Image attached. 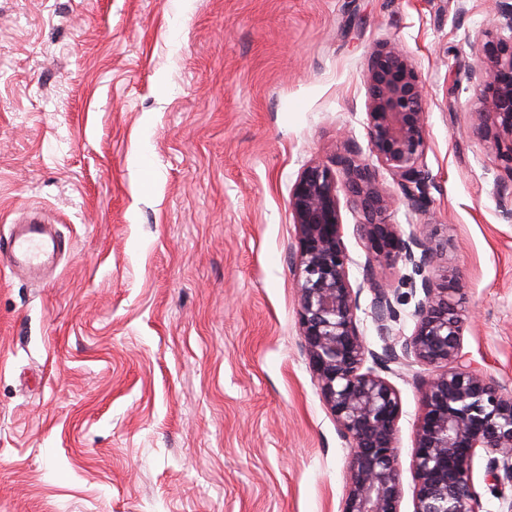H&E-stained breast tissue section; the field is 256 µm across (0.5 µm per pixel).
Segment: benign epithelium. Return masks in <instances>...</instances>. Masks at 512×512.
Wrapping results in <instances>:
<instances>
[{"instance_id": "1", "label": "benign epithelium", "mask_w": 512, "mask_h": 512, "mask_svg": "<svg viewBox=\"0 0 512 512\" xmlns=\"http://www.w3.org/2000/svg\"><path fill=\"white\" fill-rule=\"evenodd\" d=\"M471 49L480 58L468 67L480 90L469 132L493 136L512 180V3L501 0L492 27ZM365 124L372 157L419 210L427 203L430 172L426 88L406 49L385 42L374 47L366 75ZM340 170L311 164L289 194L296 229L299 331L315 385L338 433L351 441L349 490L342 512H400L404 496L398 463V390L381 375L396 363L431 370L421 382L424 413L417 426L410 471L413 512H482L476 462L486 480L512 483V387L475 367L463 352L464 321L455 295L456 277L438 265L442 245L433 224H396L397 198L382 187L371 164L348 155ZM360 213L356 233L368 256L355 282L344 240L343 207ZM411 268L408 283L418 300L410 336L389 343L399 321L394 297L375 263ZM372 293L370 317L387 341L371 349L357 311L363 287Z\"/></svg>"}]
</instances>
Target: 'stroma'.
Returning a JSON list of instances; mask_svg holds the SVG:
<instances>
[{
	"label": "stroma",
	"instance_id": "35a3bbf8",
	"mask_svg": "<svg viewBox=\"0 0 512 512\" xmlns=\"http://www.w3.org/2000/svg\"><path fill=\"white\" fill-rule=\"evenodd\" d=\"M497 0H0V236L65 248L0 268V512H341L349 440L301 347L288 201L310 164L368 159L367 60L427 90L426 208L464 349L512 385V182L468 132L464 68ZM380 273L416 302L403 264ZM423 367L400 394L401 512ZM15 232L6 242H0V263L11 270L34 272L41 268L57 247V240L46 232L45 224L26 216L16 222Z\"/></svg>",
	"mask_w": 512,
	"mask_h": 512
}]
</instances>
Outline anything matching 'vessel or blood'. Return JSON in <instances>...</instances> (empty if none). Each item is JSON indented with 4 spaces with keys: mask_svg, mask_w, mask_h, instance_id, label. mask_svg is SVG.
Masks as SVG:
<instances>
[{
    "mask_svg": "<svg viewBox=\"0 0 512 512\" xmlns=\"http://www.w3.org/2000/svg\"><path fill=\"white\" fill-rule=\"evenodd\" d=\"M16 225L17 232L0 242V263L12 270L36 271L54 253L57 241L35 220L22 217Z\"/></svg>",
    "mask_w": 512,
    "mask_h": 512,
    "instance_id": "obj_1",
    "label": "vessel or blood"
}]
</instances>
